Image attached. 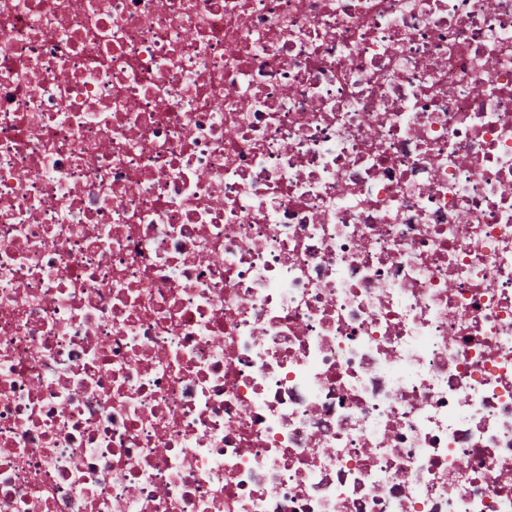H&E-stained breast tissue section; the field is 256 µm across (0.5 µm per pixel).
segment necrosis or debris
<instances>
[{
	"mask_svg": "<svg viewBox=\"0 0 512 512\" xmlns=\"http://www.w3.org/2000/svg\"><path fill=\"white\" fill-rule=\"evenodd\" d=\"M0 512H512V0H0Z\"/></svg>",
	"mask_w": 512,
	"mask_h": 512,
	"instance_id": "obj_1",
	"label": "necrosis or debris"
}]
</instances>
